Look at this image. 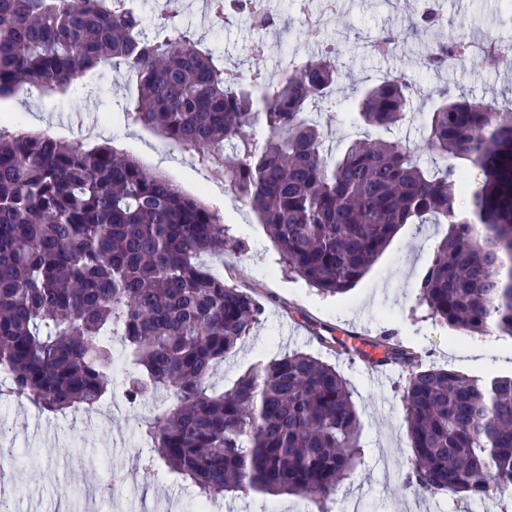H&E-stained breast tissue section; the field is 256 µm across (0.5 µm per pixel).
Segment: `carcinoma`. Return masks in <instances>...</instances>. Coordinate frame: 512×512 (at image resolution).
Returning a JSON list of instances; mask_svg holds the SVG:
<instances>
[{"label": "carcinoma", "mask_w": 512, "mask_h": 512, "mask_svg": "<svg viewBox=\"0 0 512 512\" xmlns=\"http://www.w3.org/2000/svg\"><path fill=\"white\" fill-rule=\"evenodd\" d=\"M180 4L147 19L124 0H0V99L64 91L87 72L135 77L128 120L224 162L230 190L280 249L288 271L323 294L349 292L405 224L449 225L418 284L441 323L512 336V111L443 90L425 147L468 165L430 172L400 141L324 148L303 117L330 99L337 50L295 61L276 81L230 74L185 27ZM293 25L275 12L259 28ZM440 44L435 68L465 58ZM412 88L394 76L340 111L388 129ZM261 125L263 140L249 130ZM244 250L218 211L108 145L85 149L0 127V366L6 389L44 412L93 410L112 390L120 337L124 397L168 405L142 423L151 468L165 466L205 502L226 492L327 500L360 456V420L336 367L303 351L259 363L227 389L211 382L263 314L253 293L202 262ZM336 354H361L314 332ZM372 365L409 372L403 392L408 482L482 498L512 488V378L424 368L392 334L365 338Z\"/></svg>", "instance_id": "1"}]
</instances>
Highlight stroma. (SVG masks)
Returning a JSON list of instances; mask_svg holds the SVG:
<instances>
[{
    "mask_svg": "<svg viewBox=\"0 0 512 512\" xmlns=\"http://www.w3.org/2000/svg\"><path fill=\"white\" fill-rule=\"evenodd\" d=\"M184 2V22L196 40L243 75L252 70L250 50L256 42L266 45L264 68L272 77L291 59L317 54L321 43H339L343 79L335 101L309 113L332 152L345 140L381 134L351 123L336 106L361 86L391 76L404 75L411 83V109L402 124L381 135L411 147H419L425 114L441 90L512 107L508 66L490 68L476 59L438 69L427 64L436 46L451 37L478 42L491 36L512 43V0H437L442 22L425 33L413 27L419 0H342V8L315 37L299 23L285 34L258 29L245 13L233 24L219 26L208 16L205 0ZM387 33L395 37L390 48L374 52L372 42ZM133 90L122 71L94 70L63 92L43 97L21 92L0 100V125L43 130L76 144L85 140L74 121L82 116L97 125V142H109L147 168L163 170L185 193L217 207L231 234L245 244L241 254L225 257L223 271L232 282L250 288L264 312L253 336L226 358L215 384L230 385L255 363L284 352H311L335 365L347 380L362 425V460L324 505L298 495L230 492L211 503V512H512V491L475 500L406 484L411 449L402 395L407 371L390 367L378 373L366 361L320 348L313 339L321 327L333 329L338 338L389 331L418 353L423 366L478 379L512 376V337L457 331L432 320L419 302L418 281L446 225L402 226L351 291L336 297L320 294L289 275L264 226L228 189L223 174L207 171L193 151L128 123L123 109ZM123 379L122 366H115L112 404L101 412L53 415L23 398L0 402V446L14 451L12 466L0 469V500L10 512H95L92 492L114 472L126 477L113 492L114 512H197L200 500L193 487L163 468L144 473L139 453L147 442L140 423L165 400L129 404Z\"/></svg>",
    "mask_w": 512,
    "mask_h": 512,
    "instance_id": "obj_1",
    "label": "stroma"
}]
</instances>
